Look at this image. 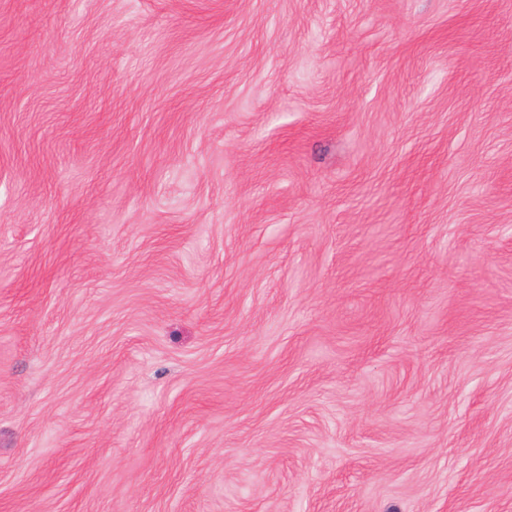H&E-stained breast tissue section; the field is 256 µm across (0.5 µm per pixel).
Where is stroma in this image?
<instances>
[{
  "instance_id": "obj_1",
  "label": "stroma",
  "mask_w": 512,
  "mask_h": 512,
  "mask_svg": "<svg viewBox=\"0 0 512 512\" xmlns=\"http://www.w3.org/2000/svg\"><path fill=\"white\" fill-rule=\"evenodd\" d=\"M0 512H512V0H0Z\"/></svg>"
}]
</instances>
